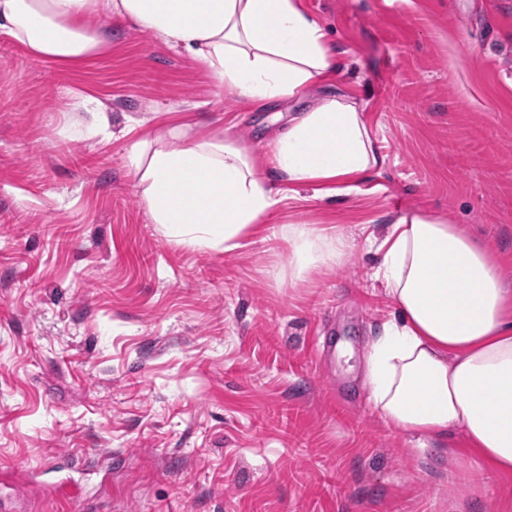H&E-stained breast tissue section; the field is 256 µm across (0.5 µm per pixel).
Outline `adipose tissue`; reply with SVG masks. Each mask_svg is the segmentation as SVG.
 <instances>
[{
    "instance_id": "1",
    "label": "adipose tissue",
    "mask_w": 512,
    "mask_h": 512,
    "mask_svg": "<svg viewBox=\"0 0 512 512\" xmlns=\"http://www.w3.org/2000/svg\"><path fill=\"white\" fill-rule=\"evenodd\" d=\"M101 17L90 28L89 17ZM152 32L205 65L232 93L266 108L331 79L324 27L297 0H0V34L30 55L78 65L107 46L113 20ZM66 129L110 136L99 100L78 97ZM128 159L152 223L193 250L231 251L277 205L250 152L178 124L133 141ZM269 165L295 187L359 179L380 165L357 107L327 98L271 141ZM291 279L340 261L349 243L310 224L288 227ZM375 276L393 312L372 342L366 380L375 408L403 431L445 442L512 476V289L485 246L461 228L411 214L381 240Z\"/></svg>"
}]
</instances>
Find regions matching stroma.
Returning a JSON list of instances; mask_svg holds the SVG:
<instances>
[{"mask_svg":"<svg viewBox=\"0 0 512 512\" xmlns=\"http://www.w3.org/2000/svg\"><path fill=\"white\" fill-rule=\"evenodd\" d=\"M297 2L336 73L262 109L134 26L78 68L0 36V484L21 512H512V477L421 447L364 379L391 311L366 239L401 216L459 225L512 289V0ZM77 93L111 138L63 134ZM336 96L383 159L360 190L282 192L231 252L152 224L133 140L217 117L260 161ZM291 224L350 247L288 285ZM62 476L81 499L53 492Z\"/></svg>","mask_w":512,"mask_h":512,"instance_id":"stroma-1","label":"stroma"}]
</instances>
